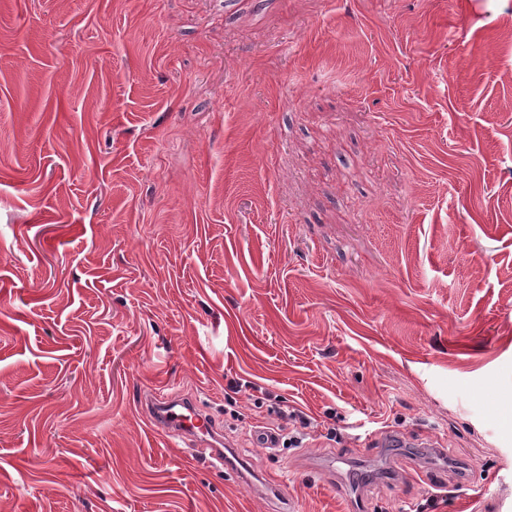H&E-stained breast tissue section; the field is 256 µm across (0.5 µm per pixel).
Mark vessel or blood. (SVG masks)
I'll list each match as a JSON object with an SVG mask.
<instances>
[{
  "mask_svg": "<svg viewBox=\"0 0 512 512\" xmlns=\"http://www.w3.org/2000/svg\"><path fill=\"white\" fill-rule=\"evenodd\" d=\"M139 403L155 432L200 450L212 466L234 471L224 450L223 431L195 397L157 390Z\"/></svg>",
  "mask_w": 512,
  "mask_h": 512,
  "instance_id": "b4317fda",
  "label": "vessel or blood"
}]
</instances>
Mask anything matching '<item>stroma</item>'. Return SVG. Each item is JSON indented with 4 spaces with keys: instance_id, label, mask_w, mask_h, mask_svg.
I'll list each match as a JSON object with an SVG mask.
<instances>
[{
    "instance_id": "35a3bbf8",
    "label": "stroma",
    "mask_w": 512,
    "mask_h": 512,
    "mask_svg": "<svg viewBox=\"0 0 512 512\" xmlns=\"http://www.w3.org/2000/svg\"><path fill=\"white\" fill-rule=\"evenodd\" d=\"M346 477L512 512V0H0V512H354ZM139 403L155 432L197 448L212 466L235 472L236 465L224 451V446L230 445L224 442L223 431L195 397L157 390L140 396Z\"/></svg>"
}]
</instances>
